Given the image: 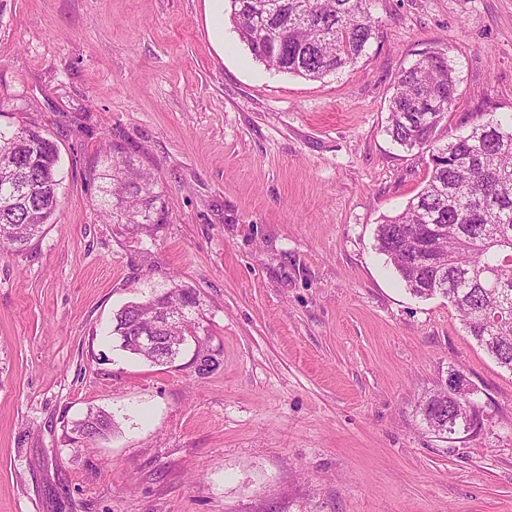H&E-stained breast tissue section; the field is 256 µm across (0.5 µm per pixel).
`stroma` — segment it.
<instances>
[{
	"label": "stroma",
	"instance_id": "1",
	"mask_svg": "<svg viewBox=\"0 0 512 512\" xmlns=\"http://www.w3.org/2000/svg\"><path fill=\"white\" fill-rule=\"evenodd\" d=\"M377 36L320 81L257 62L216 0H0L1 126L57 144L62 206L0 255V512H512V374L375 248L429 152L386 132L400 71L446 47L441 142L512 116V0H367ZM121 145L168 221L105 223L90 168ZM180 284L199 336L171 364L110 334ZM480 426L419 404L451 371ZM92 410L111 434L77 439Z\"/></svg>",
	"mask_w": 512,
	"mask_h": 512
}]
</instances>
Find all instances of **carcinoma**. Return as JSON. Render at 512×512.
Instances as JSON below:
<instances>
[{
    "label": "carcinoma",
    "instance_id": "cac0c4a2",
    "mask_svg": "<svg viewBox=\"0 0 512 512\" xmlns=\"http://www.w3.org/2000/svg\"><path fill=\"white\" fill-rule=\"evenodd\" d=\"M231 21L254 58L270 70L320 80L356 64L375 38L367 0H230ZM457 102V81L446 49L423 55L397 77L389 100L387 133L407 149L431 148L424 186L377 225L376 250L419 298L440 295L492 359L512 372V119L489 118L469 134L439 143L437 129ZM58 147L29 124L0 128V254L20 251L44 232L59 209ZM100 208L132 233L167 221L165 190L121 147L103 156ZM196 293L175 285L119 309L111 333L120 347L152 364L173 361L195 330ZM164 307L186 319L158 333L155 349L135 345L138 329ZM428 431L452 435L480 424L474 402L439 389L420 404ZM93 440L112 431V418L87 413Z\"/></svg>",
    "mask_w": 512,
    "mask_h": 512
}]
</instances>
